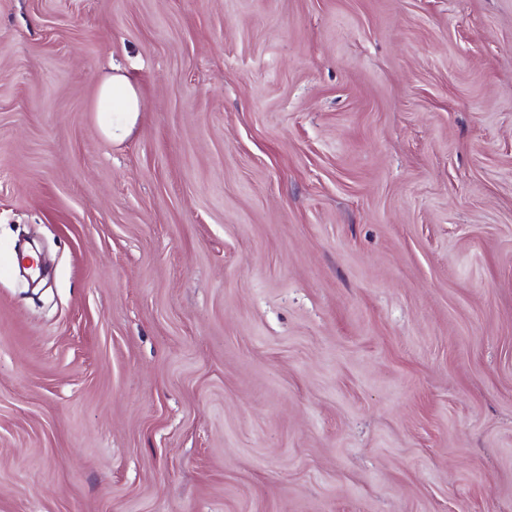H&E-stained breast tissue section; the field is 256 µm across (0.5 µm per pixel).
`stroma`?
I'll list each match as a JSON object with an SVG mask.
<instances>
[{"mask_svg":"<svg viewBox=\"0 0 512 512\" xmlns=\"http://www.w3.org/2000/svg\"><path fill=\"white\" fill-rule=\"evenodd\" d=\"M0 512H512V0H0ZM98 108L110 114L109 131L112 137L121 138L133 126L140 112V102L129 80L123 75L115 74L103 82Z\"/></svg>","mask_w":512,"mask_h":512,"instance_id":"obj_1","label":"stroma"}]
</instances>
